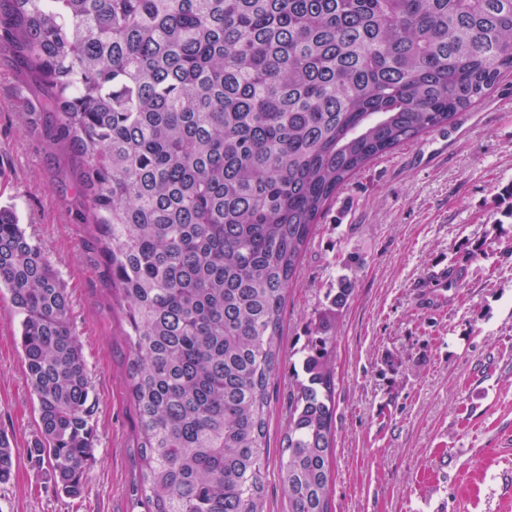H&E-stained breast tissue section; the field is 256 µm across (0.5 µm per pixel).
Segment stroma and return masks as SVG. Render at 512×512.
Wrapping results in <instances>:
<instances>
[{"mask_svg":"<svg viewBox=\"0 0 512 512\" xmlns=\"http://www.w3.org/2000/svg\"><path fill=\"white\" fill-rule=\"evenodd\" d=\"M49 89L0 38V206L58 273L91 382L95 446L81 497L59 492L30 450L36 400L20 347L22 317L0 290V432L15 465L0 512H131L134 413L125 318L76 158L58 136ZM512 74L483 111L377 157L324 211L283 310L278 401L267 415L266 512H288L280 458L291 367L330 288L354 291L334 334L332 512H512ZM458 287L434 295L446 267Z\"/></svg>","mask_w":512,"mask_h":512,"instance_id":"obj_1","label":"stroma"}]
</instances>
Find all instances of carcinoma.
Segmentation results:
<instances>
[{"label":"carcinoma","mask_w":512,"mask_h":512,"mask_svg":"<svg viewBox=\"0 0 512 512\" xmlns=\"http://www.w3.org/2000/svg\"><path fill=\"white\" fill-rule=\"evenodd\" d=\"M126 316L144 512H264L282 312L318 220L375 158L512 73V0H11ZM0 288L23 315L31 458L81 495L90 380L57 272L0 209ZM338 281L291 389L289 512H332ZM15 461L0 434V482Z\"/></svg>","instance_id":"cac0c4a2"}]
</instances>
